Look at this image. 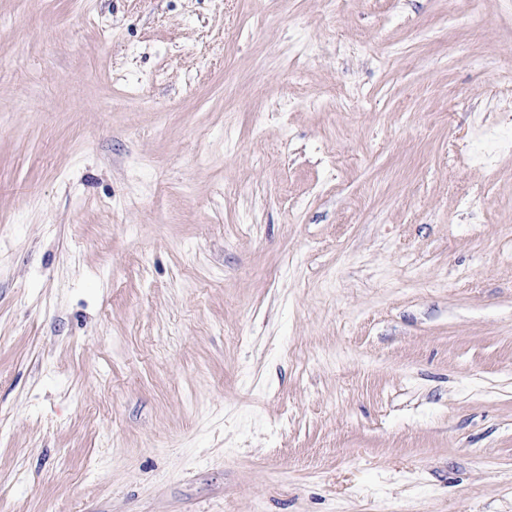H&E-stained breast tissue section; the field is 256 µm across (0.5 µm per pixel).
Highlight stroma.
I'll return each mask as SVG.
<instances>
[{
	"mask_svg": "<svg viewBox=\"0 0 512 512\" xmlns=\"http://www.w3.org/2000/svg\"><path fill=\"white\" fill-rule=\"evenodd\" d=\"M505 99L512 0H0V512H512Z\"/></svg>",
	"mask_w": 512,
	"mask_h": 512,
	"instance_id": "35a3bbf8",
	"label": "stroma"
}]
</instances>
